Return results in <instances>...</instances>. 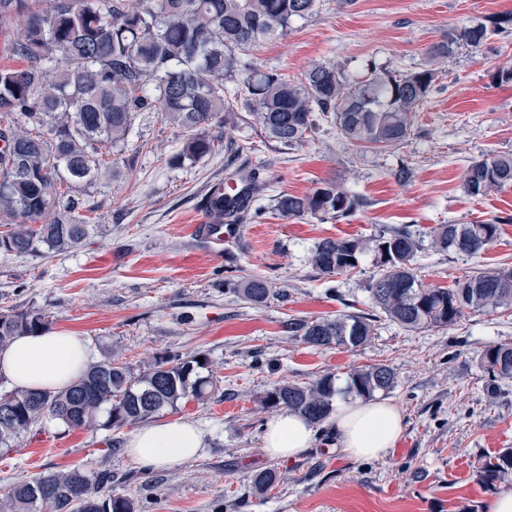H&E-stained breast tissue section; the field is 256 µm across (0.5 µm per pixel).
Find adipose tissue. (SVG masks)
<instances>
[{
    "instance_id": "1",
    "label": "adipose tissue",
    "mask_w": 512,
    "mask_h": 512,
    "mask_svg": "<svg viewBox=\"0 0 512 512\" xmlns=\"http://www.w3.org/2000/svg\"><path fill=\"white\" fill-rule=\"evenodd\" d=\"M89 362L87 342L74 334L49 330L20 336L0 349V381L14 389L56 391L84 372ZM331 424L337 445L353 457H386L404 430L399 409L388 399L338 401ZM314 435L304 418L281 412L268 419L263 445L271 456L290 457L310 448ZM203 446L201 427L183 419L144 424L126 441L134 460L156 469L189 460Z\"/></svg>"
}]
</instances>
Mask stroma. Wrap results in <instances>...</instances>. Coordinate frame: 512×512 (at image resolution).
I'll use <instances>...</instances> for the list:
<instances>
[{"instance_id": "35a3bbf8", "label": "stroma", "mask_w": 512, "mask_h": 512, "mask_svg": "<svg viewBox=\"0 0 512 512\" xmlns=\"http://www.w3.org/2000/svg\"><path fill=\"white\" fill-rule=\"evenodd\" d=\"M512 13V0H320L288 33L252 51L254 67L291 80L317 63H336L361 76L368 61L440 76L414 129L398 147L348 144L324 122L290 150L266 141L246 113L221 135L223 144L194 165L174 157L182 132L155 112L141 113L112 171L91 190L95 229L77 249L0 252V309H36L57 331L85 339L92 360L110 351L133 369L156 357L209 360L208 399L182 402L160 421L200 425L205 447L168 469L142 466L125 451L130 428L71 430L42 421L0 451V490L14 478L82 468L112 474V493L135 512H485L493 493L478 464L512 448V380L497 399L485 393L477 354L512 344V309L469 312L454 326L409 331L379 319L359 348H314L290 338L289 319L312 320L369 309L364 287L374 271L322 278L310 263L322 238L370 237L403 224L427 233L438 224L504 217L497 240L480 256L425 250L417 261L423 286L447 287L475 268L512 269V186L475 200L463 173L475 158L512 153V32L480 50L460 48L441 61L428 49L451 29ZM243 145L229 155L224 144ZM410 164L414 176L391 172ZM260 168L267 189L264 215L241 224L237 238L212 247L199 240L206 197L235 169ZM336 181L363 204L347 218L286 219L268 210L270 196L302 194ZM264 276L275 295L253 305L226 292L225 278ZM384 363L395 371L387 397L404 431L383 458H354L316 434L311 448L272 458L262 446L269 412L259 397L274 383L311 381L332 373L344 384L354 367ZM280 475L276 490L259 493L254 475Z\"/></svg>"}]
</instances>
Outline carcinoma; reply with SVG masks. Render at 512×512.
I'll return each mask as SVG.
<instances>
[{
  "mask_svg": "<svg viewBox=\"0 0 512 512\" xmlns=\"http://www.w3.org/2000/svg\"><path fill=\"white\" fill-rule=\"evenodd\" d=\"M0 0V25L25 17L3 51L18 62L0 66V251L27 254L44 246L52 253L78 247L88 237V189L105 169L103 149L119 146L135 116L157 112L180 128L184 139L174 157L195 163L215 149L210 128L243 109L264 138L292 149L320 120L336 126L341 138L369 148L397 147L413 129L436 70L402 72L370 62L361 80H349L336 64H317L300 81L256 69L250 51L264 39L287 33L293 20L311 14L317 0ZM512 15L476 22L433 43L428 54L446 59L460 46L475 50L506 32ZM227 82L236 91H225ZM242 190L218 188L205 208L226 224L259 215L252 208L266 185L260 170L239 175ZM512 185V154H489L471 161L463 186L473 199ZM272 209L290 219L345 218L358 197L325 182L303 194L271 198ZM502 217L472 224H437L430 247L476 257L497 240ZM423 239L408 225L373 238L342 236L319 240L310 262L330 279L359 268L374 253L376 271L365 290L371 307L407 330L446 328L468 310L512 309V270L476 269L444 287H424L415 262ZM244 301H267L272 284L253 276L224 280ZM375 316L341 313L313 320H288V335L312 347L354 349L375 335ZM37 310L0 311V347L14 338L48 329ZM478 362L485 389L496 399L500 382L512 379V345L483 349ZM208 359L156 358L136 373L108 352L66 389L57 392L10 390L0 394V447L9 449L38 421L55 420L70 429L134 426L190 397L200 400L211 385ZM386 364L347 372L336 387L330 374L306 384L280 381L261 397L265 410H288L312 425L328 422L336 397L370 400L394 388ZM488 489L512 480V448L486 457L479 466ZM254 485L268 492L278 472L266 469ZM112 473L82 469L51 471L16 480L0 497V512H135L134 502L110 493Z\"/></svg>",
  "mask_w": 512,
  "mask_h": 512,
  "instance_id": "cac0c4a2",
  "label": "carcinoma"
}]
</instances>
